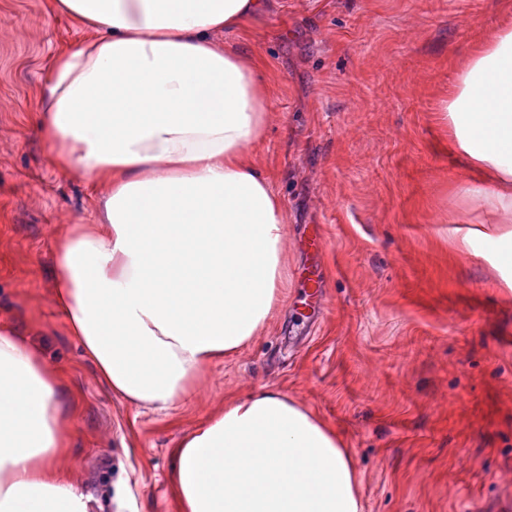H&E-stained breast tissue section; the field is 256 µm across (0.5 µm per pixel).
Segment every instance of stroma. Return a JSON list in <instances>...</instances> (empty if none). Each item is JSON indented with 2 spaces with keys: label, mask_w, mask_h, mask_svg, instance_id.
Listing matches in <instances>:
<instances>
[{
  "label": "stroma",
  "mask_w": 512,
  "mask_h": 512,
  "mask_svg": "<svg viewBox=\"0 0 512 512\" xmlns=\"http://www.w3.org/2000/svg\"><path fill=\"white\" fill-rule=\"evenodd\" d=\"M506 0H276L228 39L256 52L275 114L256 158L286 213L282 306L151 411L115 396L53 299L55 240L94 192L35 132L56 52L85 38L49 0H0V326L60 376V467L90 512H178L180 440L227 398L280 390L338 431L363 512H512V296L501 245L460 242L488 216L436 121ZM320 234L324 302L306 305Z\"/></svg>",
  "instance_id": "stroma-1"
}]
</instances>
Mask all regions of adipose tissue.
I'll return each instance as SVG.
<instances>
[{"label":"adipose tissue","mask_w":512,"mask_h":512,"mask_svg":"<svg viewBox=\"0 0 512 512\" xmlns=\"http://www.w3.org/2000/svg\"><path fill=\"white\" fill-rule=\"evenodd\" d=\"M268 0H50L91 35L55 54L38 132L99 219L56 242L54 299L114 395L164 410L251 344L282 303L285 214L255 150L272 119L258 58L225 45ZM482 177L512 264V24L437 112ZM57 377L0 329V512H89L59 467ZM179 512H360L342 437L276 389L238 396L175 450Z\"/></svg>","instance_id":"1"}]
</instances>
